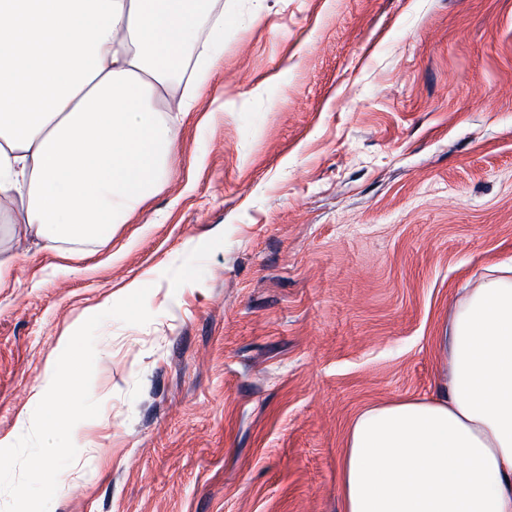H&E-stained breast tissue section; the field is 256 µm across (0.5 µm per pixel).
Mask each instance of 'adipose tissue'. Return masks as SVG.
I'll return each mask as SVG.
<instances>
[{
    "label": "adipose tissue",
    "mask_w": 512,
    "mask_h": 512,
    "mask_svg": "<svg viewBox=\"0 0 512 512\" xmlns=\"http://www.w3.org/2000/svg\"><path fill=\"white\" fill-rule=\"evenodd\" d=\"M217 22L200 0H0V288L11 243L63 255L154 195L200 99L168 101L172 71ZM440 347L435 395L351 425L341 512H512V266L471 289Z\"/></svg>",
    "instance_id": "1"
}]
</instances>
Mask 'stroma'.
Masks as SVG:
<instances>
[{"mask_svg": "<svg viewBox=\"0 0 512 512\" xmlns=\"http://www.w3.org/2000/svg\"><path fill=\"white\" fill-rule=\"evenodd\" d=\"M221 68L168 185L109 242L19 251L0 438L87 308L96 339L50 512H340L365 409L428 397L449 313L512 262V0H210Z\"/></svg>", "mask_w": 512, "mask_h": 512, "instance_id": "1", "label": "stroma"}]
</instances>
